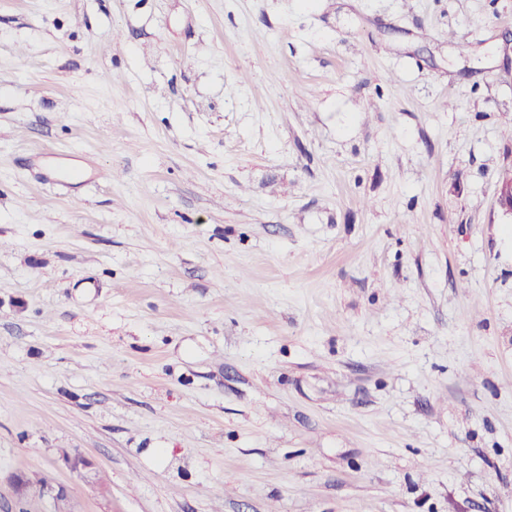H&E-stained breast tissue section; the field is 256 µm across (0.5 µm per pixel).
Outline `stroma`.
<instances>
[{
    "mask_svg": "<svg viewBox=\"0 0 512 512\" xmlns=\"http://www.w3.org/2000/svg\"><path fill=\"white\" fill-rule=\"evenodd\" d=\"M509 169L512 0H0V512H512Z\"/></svg>",
    "mask_w": 512,
    "mask_h": 512,
    "instance_id": "obj_1",
    "label": "stroma"
}]
</instances>
